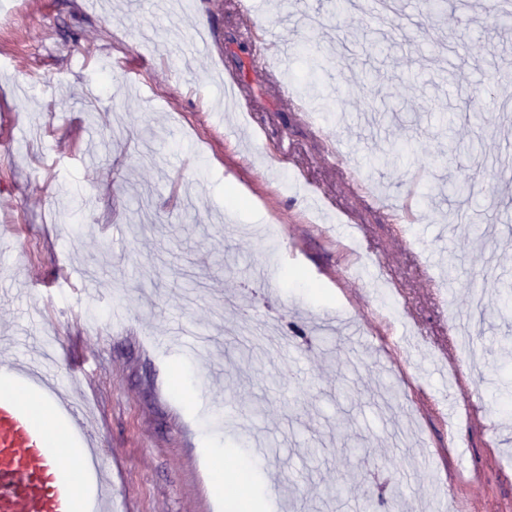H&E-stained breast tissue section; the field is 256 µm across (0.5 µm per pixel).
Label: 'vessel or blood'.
Here are the masks:
<instances>
[{
	"mask_svg": "<svg viewBox=\"0 0 512 512\" xmlns=\"http://www.w3.org/2000/svg\"><path fill=\"white\" fill-rule=\"evenodd\" d=\"M50 374L49 365L26 356L0 362L1 377L40 394L49 404L55 419L80 448L81 461L56 459L49 446V430L35 426L23 404L1 397L0 512H72L79 484L63 472L75 466L90 488L83 512H109L112 486L85 404L52 382Z\"/></svg>",
	"mask_w": 512,
	"mask_h": 512,
	"instance_id": "vessel-or-blood-1",
	"label": "vessel or blood"
}]
</instances>
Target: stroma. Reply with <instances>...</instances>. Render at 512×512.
Here are the masks:
<instances>
[{
	"label": "stroma",
	"mask_w": 512,
	"mask_h": 512,
	"mask_svg": "<svg viewBox=\"0 0 512 512\" xmlns=\"http://www.w3.org/2000/svg\"><path fill=\"white\" fill-rule=\"evenodd\" d=\"M391 3L384 37L365 0H7L0 335L20 356L57 338L112 512H224L218 424L264 451L261 512H436L441 490L459 512H512V176L481 164L512 120L469 116L479 89L512 100V18ZM270 19L288 69L259 83L229 46L266 43ZM310 37L346 56L313 88ZM235 198L253 221L228 219ZM185 328L203 334L191 356L162 342ZM183 367L211 378L190 400Z\"/></svg>",
	"instance_id": "stroma-1"
}]
</instances>
